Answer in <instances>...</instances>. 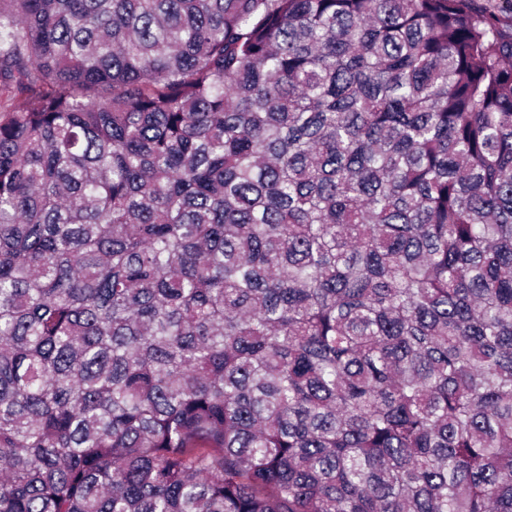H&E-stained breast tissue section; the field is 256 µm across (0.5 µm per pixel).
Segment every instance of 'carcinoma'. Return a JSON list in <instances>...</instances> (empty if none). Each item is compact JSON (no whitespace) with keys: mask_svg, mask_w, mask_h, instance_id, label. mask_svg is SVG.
<instances>
[{"mask_svg":"<svg viewBox=\"0 0 512 512\" xmlns=\"http://www.w3.org/2000/svg\"><path fill=\"white\" fill-rule=\"evenodd\" d=\"M0 512H512V23L478 0H0Z\"/></svg>","mask_w":512,"mask_h":512,"instance_id":"1","label":"carcinoma"}]
</instances>
